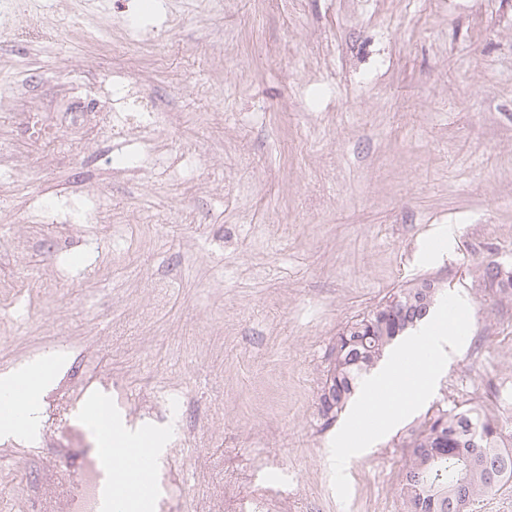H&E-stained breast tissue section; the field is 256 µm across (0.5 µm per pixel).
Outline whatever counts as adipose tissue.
<instances>
[{"label":"adipose tissue","mask_w":512,"mask_h":512,"mask_svg":"<svg viewBox=\"0 0 512 512\" xmlns=\"http://www.w3.org/2000/svg\"><path fill=\"white\" fill-rule=\"evenodd\" d=\"M462 325H451L445 332H425L420 335L421 350L406 348L397 354L371 382L364 400L373 419L386 424L404 414L425 396L442 364L444 344L458 337ZM55 363L39 358L21 365L11 375L0 380V399L14 387L25 389V397L17 408L0 410V434L32 436L41 424L40 395L54 377Z\"/></svg>","instance_id":"obj_1"}]
</instances>
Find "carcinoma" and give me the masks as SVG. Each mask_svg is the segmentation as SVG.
Instances as JSON below:
<instances>
[{
    "instance_id": "carcinoma-1",
    "label": "carcinoma",
    "mask_w": 512,
    "mask_h": 512,
    "mask_svg": "<svg viewBox=\"0 0 512 512\" xmlns=\"http://www.w3.org/2000/svg\"><path fill=\"white\" fill-rule=\"evenodd\" d=\"M400 304L394 325L381 311L362 317L336 337L339 352L329 353L319 411L328 422L346 410L362 380L404 333L426 317L416 310L414 288L396 293ZM512 482V449L502 428L479 405L439 409L411 434L405 447L402 494L406 512H457L458 502L470 503L498 492Z\"/></svg>"
}]
</instances>
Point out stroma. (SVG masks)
Wrapping results in <instances>:
<instances>
[{
    "mask_svg": "<svg viewBox=\"0 0 512 512\" xmlns=\"http://www.w3.org/2000/svg\"><path fill=\"white\" fill-rule=\"evenodd\" d=\"M54 0L51 19L107 27L111 51L66 34L0 44V83L38 125L105 74L142 78L130 134L174 162L111 174L45 166L43 139L0 117V376L49 352L63 367L33 439H0V512H35L60 455H96L78 410L112 397L130 429L165 436L155 498L178 512H405L404 444L437 408L479 403L512 435V0ZM93 191L101 221L17 223ZM448 239L438 242L437 227ZM437 280L423 326L465 330L413 410L337 458L359 409L325 423L337 334L403 288Z\"/></svg>",
    "mask_w": 512,
    "mask_h": 512,
    "instance_id": "obj_1",
    "label": "stroma"
}]
</instances>
